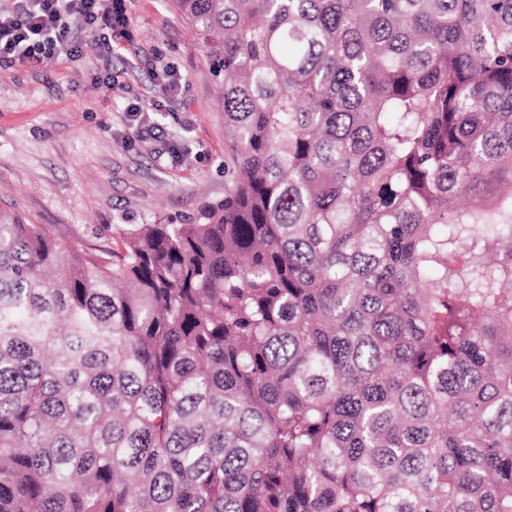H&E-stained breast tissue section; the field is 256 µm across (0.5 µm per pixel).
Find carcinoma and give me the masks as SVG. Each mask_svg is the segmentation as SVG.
<instances>
[{
	"mask_svg": "<svg viewBox=\"0 0 512 512\" xmlns=\"http://www.w3.org/2000/svg\"><path fill=\"white\" fill-rule=\"evenodd\" d=\"M176 3L234 186L0 210V512H512V0Z\"/></svg>",
	"mask_w": 512,
	"mask_h": 512,
	"instance_id": "carcinoma-1",
	"label": "carcinoma"
}]
</instances>
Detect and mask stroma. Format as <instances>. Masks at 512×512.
<instances>
[{"mask_svg":"<svg viewBox=\"0 0 512 512\" xmlns=\"http://www.w3.org/2000/svg\"><path fill=\"white\" fill-rule=\"evenodd\" d=\"M133 49L87 36L78 59L0 64V208L87 246L136 224H178L234 185L221 88L174 0H126ZM118 74L102 82L104 66ZM176 68L171 95L155 74Z\"/></svg>","mask_w":512,"mask_h":512,"instance_id":"1","label":"stroma"}]
</instances>
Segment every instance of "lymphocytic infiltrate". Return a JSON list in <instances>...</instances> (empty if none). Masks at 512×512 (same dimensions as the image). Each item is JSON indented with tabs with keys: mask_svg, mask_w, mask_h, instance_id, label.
Wrapping results in <instances>:
<instances>
[{
	"mask_svg": "<svg viewBox=\"0 0 512 512\" xmlns=\"http://www.w3.org/2000/svg\"><path fill=\"white\" fill-rule=\"evenodd\" d=\"M101 30L107 43L133 45L125 0H0V62L37 67L71 59L83 36Z\"/></svg>",
	"mask_w": 512,
	"mask_h": 512,
	"instance_id": "lymphocytic-infiltrate-1",
	"label": "lymphocytic infiltrate"
}]
</instances>
